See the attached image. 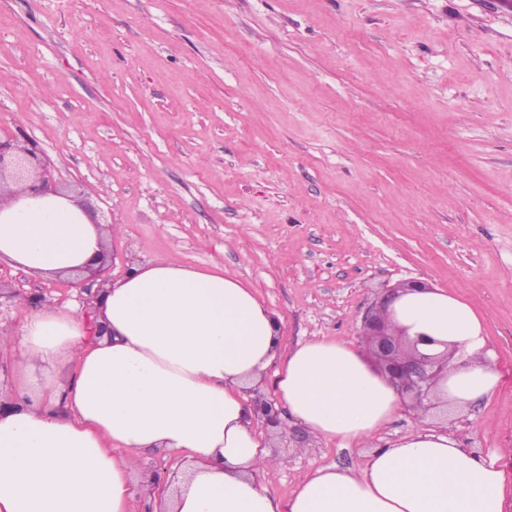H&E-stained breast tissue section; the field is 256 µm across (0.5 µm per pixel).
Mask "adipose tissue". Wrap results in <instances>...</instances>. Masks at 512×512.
I'll use <instances>...</instances> for the list:
<instances>
[{
  "instance_id": "ef3b65f1",
  "label": "adipose tissue",
  "mask_w": 512,
  "mask_h": 512,
  "mask_svg": "<svg viewBox=\"0 0 512 512\" xmlns=\"http://www.w3.org/2000/svg\"><path fill=\"white\" fill-rule=\"evenodd\" d=\"M115 233L92 224L74 197H21L0 206V261L72 277ZM20 305L19 339L0 338L23 392L0 411V512H132L135 482L117 452L155 448L185 458L163 512H504L496 458L463 448L426 416L378 444L401 407L386 379L344 341L282 349L275 313L222 267L133 266L101 297L108 333L91 340L81 314ZM393 319L455 348L441 394L449 411L495 394L500 376L469 304L414 291L394 302ZM61 367L73 370L68 382L52 376ZM268 374L292 419L314 437L369 449L365 467H319L290 496L273 494L258 474L280 461L242 395Z\"/></svg>"
}]
</instances>
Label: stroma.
Masks as SVG:
<instances>
[{"label":"stroma","instance_id":"obj_1","mask_svg":"<svg viewBox=\"0 0 512 512\" xmlns=\"http://www.w3.org/2000/svg\"><path fill=\"white\" fill-rule=\"evenodd\" d=\"M0 140L119 226L104 280L163 259L255 288L284 346H367L361 317L409 281L482 320L493 397L448 424L512 482V6L506 0H0ZM96 284L0 262L18 298L86 306ZM285 465L358 471L368 449L283 420Z\"/></svg>","mask_w":512,"mask_h":512}]
</instances>
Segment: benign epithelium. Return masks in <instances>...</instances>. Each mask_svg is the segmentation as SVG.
<instances>
[{"label":"benign epithelium","mask_w":512,"mask_h":512,"mask_svg":"<svg viewBox=\"0 0 512 512\" xmlns=\"http://www.w3.org/2000/svg\"><path fill=\"white\" fill-rule=\"evenodd\" d=\"M11 178L20 185L17 192H31L37 196L49 189L47 160L31 142L14 145L0 141V184ZM425 289L423 282L412 281L397 288H390L384 297L368 309L362 317V336L377 361L381 374L393 386L397 394L409 400L408 408L424 414L437 407V389L448 375V363L453 352L426 354L418 345L432 340L419 337L411 341L403 329L394 324L390 307L401 293ZM255 416L265 424H279L281 409L275 400H261L254 405Z\"/></svg>","instance_id":"obj_1"}]
</instances>
